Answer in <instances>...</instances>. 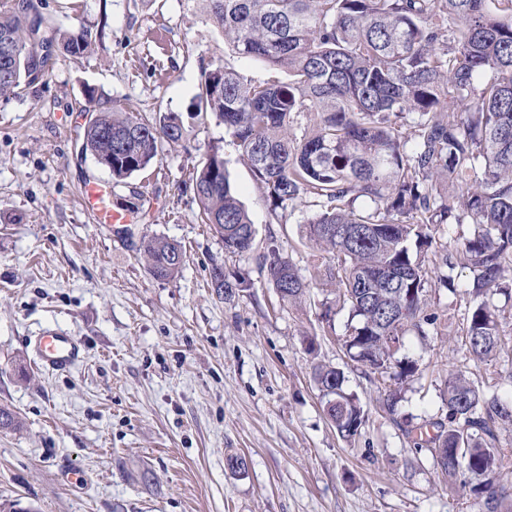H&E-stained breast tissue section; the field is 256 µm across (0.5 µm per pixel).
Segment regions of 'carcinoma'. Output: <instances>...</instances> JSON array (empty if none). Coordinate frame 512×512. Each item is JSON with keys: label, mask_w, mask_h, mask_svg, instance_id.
I'll list each match as a JSON object with an SVG mask.
<instances>
[{"label": "carcinoma", "mask_w": 512, "mask_h": 512, "mask_svg": "<svg viewBox=\"0 0 512 512\" xmlns=\"http://www.w3.org/2000/svg\"><path fill=\"white\" fill-rule=\"evenodd\" d=\"M213 27L231 51L256 58L288 80L255 81L221 63L204 73L196 116L224 124L272 212L313 208L306 238L337 259L310 277L278 250L264 267L282 301L300 304L310 282L336 288L350 323V360L382 380L414 377L417 361L397 357L404 337L422 338L433 286L472 296L463 330L469 357L490 361L512 336L500 328L488 295L512 299V0H205ZM83 26L59 31L33 0L0 10V97L31 86L35 59L54 46L74 59L91 45ZM183 129L174 113L145 119L95 104L82 150L123 180L145 169L162 142ZM190 188L201 221L229 253L252 247L255 229L231 187L219 150ZM454 238L469 282L429 274L421 253L439 230ZM136 251L159 280L182 269L180 243L144 236ZM315 380L337 433L352 439L365 412L344 389L342 370L315 367ZM441 398L448 423L417 443L442 476H468L480 512H512V490L498 480L512 448L498 431L512 427V399L456 373ZM400 392L385 387L382 405L397 414ZM21 426L0 407V430ZM466 449L456 466L453 450Z\"/></svg>", "instance_id": "carcinoma-1"}]
</instances>
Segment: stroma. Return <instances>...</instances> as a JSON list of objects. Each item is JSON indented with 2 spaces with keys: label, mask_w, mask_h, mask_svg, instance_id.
<instances>
[{
  "label": "stroma",
  "mask_w": 512,
  "mask_h": 512,
  "mask_svg": "<svg viewBox=\"0 0 512 512\" xmlns=\"http://www.w3.org/2000/svg\"><path fill=\"white\" fill-rule=\"evenodd\" d=\"M67 31L105 23L83 58L58 56L19 97L0 99V406L22 419L0 431V506L23 512H478L464 478H442L411 429L443 420L450 373L512 394V351L470 360L461 328L470 295L436 289L437 327L409 335L402 355L419 376L401 386L399 415L377 403L384 384L345 354L349 319L321 330L333 289L305 303L280 300L262 266L271 249L302 274L334 264L303 236L311 208L274 216L232 136L192 118L202 71L220 60L249 78L270 73L224 43L202 0H35ZM93 88L144 117L176 113L183 136L120 183L81 149ZM220 151L256 227L250 251L225 252L202 224L187 185ZM109 184L112 204L134 208L135 237L165 236L185 252L177 277L155 279L114 225L83 210L81 188ZM251 288L231 298L210 286L213 265ZM59 327L84 357L67 373L35 360L34 338ZM315 337L307 351L304 334ZM342 369L367 414L343 439L324 413L314 366ZM245 457L231 472L228 455Z\"/></svg>",
  "instance_id": "35a3bbf8"
}]
</instances>
